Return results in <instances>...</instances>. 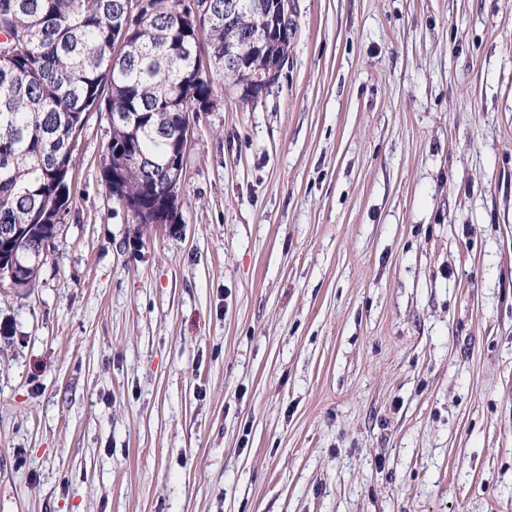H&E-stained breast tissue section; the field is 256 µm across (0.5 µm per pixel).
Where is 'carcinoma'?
<instances>
[{
	"mask_svg": "<svg viewBox=\"0 0 512 512\" xmlns=\"http://www.w3.org/2000/svg\"><path fill=\"white\" fill-rule=\"evenodd\" d=\"M225 2L206 0L197 25L183 20L182 0H155L157 9L129 27V0H0V32L23 44L0 54V228L56 239L62 220L50 222L49 203L62 194L70 211L73 141L94 112L141 114L135 126L110 128L100 176L110 194L112 167L123 170L124 192L152 208L150 176H165L181 113L205 112L235 88L224 48L241 31H266L275 0H233L227 18ZM0 250L25 267L19 287H34L47 258L8 240Z\"/></svg>",
	"mask_w": 512,
	"mask_h": 512,
	"instance_id": "1",
	"label": "carcinoma"
}]
</instances>
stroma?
I'll return each mask as SVG.
<instances>
[{
  "instance_id": "35a3bbf8",
  "label": "stroma",
  "mask_w": 512,
  "mask_h": 512,
  "mask_svg": "<svg viewBox=\"0 0 512 512\" xmlns=\"http://www.w3.org/2000/svg\"><path fill=\"white\" fill-rule=\"evenodd\" d=\"M195 115L179 231L78 139L0 296V512H512V0H298Z\"/></svg>"
}]
</instances>
